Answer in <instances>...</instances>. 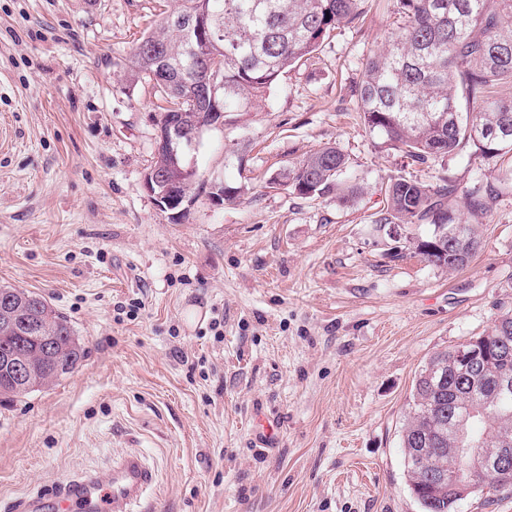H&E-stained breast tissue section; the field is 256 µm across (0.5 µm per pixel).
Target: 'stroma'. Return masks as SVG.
<instances>
[{"mask_svg":"<svg viewBox=\"0 0 512 512\" xmlns=\"http://www.w3.org/2000/svg\"><path fill=\"white\" fill-rule=\"evenodd\" d=\"M172 3L0 0V286L44 296L85 348L72 374L0 398V512L133 450L157 477L131 512H421L399 436L412 382L512 311V190L468 215L483 245L460 271L407 246L425 226L376 228L400 160L351 88L399 16L365 0L203 132L186 216L169 219L144 184L165 102L125 63ZM327 145L354 202L270 187ZM499 173L448 163L463 186ZM227 184L237 204L217 202ZM258 411L274 447L256 442Z\"/></svg>","mask_w":512,"mask_h":512,"instance_id":"obj_1","label":"stroma"}]
</instances>
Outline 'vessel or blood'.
<instances>
[{
	"label": "vessel or blood",
	"mask_w": 512,
	"mask_h": 512,
	"mask_svg": "<svg viewBox=\"0 0 512 512\" xmlns=\"http://www.w3.org/2000/svg\"><path fill=\"white\" fill-rule=\"evenodd\" d=\"M155 478L139 456H126L108 477L85 476L61 485L54 493V512H125L144 498Z\"/></svg>",
	"instance_id": "b4317fda"
}]
</instances>
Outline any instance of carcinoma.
Masks as SVG:
<instances>
[{"label": "carcinoma", "instance_id": "cac0c4a2", "mask_svg": "<svg viewBox=\"0 0 512 512\" xmlns=\"http://www.w3.org/2000/svg\"><path fill=\"white\" fill-rule=\"evenodd\" d=\"M178 5L158 20L129 54L132 75L154 83L166 103L159 122L179 114L188 132L202 135L198 125L215 122L201 117L198 101L210 93L205 60L191 47L204 41L208 54L224 58V89L217 111L239 112L270 88L285 70L298 65L337 29L362 16L364 0H176ZM401 19L381 53L365 63L355 86L358 111L380 145L395 151L401 166L432 168L468 151L501 161L498 185L477 183L464 190L443 175L435 184L393 175L385 188L386 209L377 224H420L425 235L413 242L414 253L448 270L468 266L482 245L478 225L462 221L451 205L463 193L472 214H485L503 188L512 187V0H396ZM203 20L199 30L182 27L179 19ZM192 148L178 142L180 166L158 158L154 167L168 182L193 189L197 173L185 174ZM348 158L336 146H325L290 164L270 179L300 197L325 196L342 190L349 203L358 188H340ZM29 307L6 330L0 346L39 363L53 380L73 373L84 349L71 322L41 295L0 287L4 301ZM49 326L57 336L56 358L41 360L30 339L27 321ZM512 336V311L501 314L490 332L469 340L491 357L493 371L477 376L449 393L437 390L441 374L452 376L450 346L435 352L413 381L410 411L400 430L406 483L422 512L443 502L455 512L458 498L429 482L441 469L463 470L469 457L451 454L456 446L454 418L448 402L468 414V440L488 457H496L501 438H512V394L497 389V378L512 379V359L494 357V337Z\"/></svg>", "mask_w": 512, "mask_h": 512}]
</instances>
